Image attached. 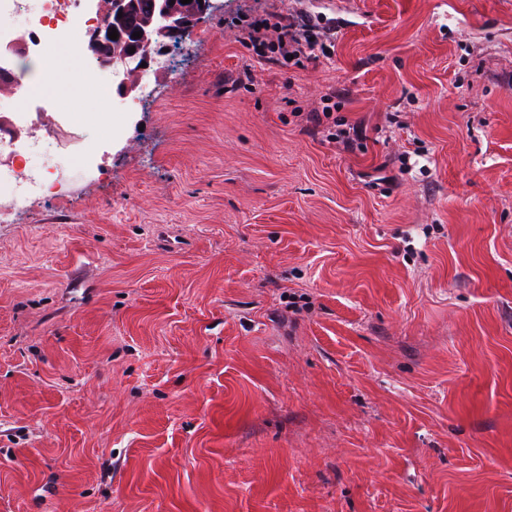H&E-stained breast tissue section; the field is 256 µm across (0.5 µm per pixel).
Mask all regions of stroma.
Listing matches in <instances>:
<instances>
[{"instance_id":"1","label":"stroma","mask_w":512,"mask_h":512,"mask_svg":"<svg viewBox=\"0 0 512 512\" xmlns=\"http://www.w3.org/2000/svg\"><path fill=\"white\" fill-rule=\"evenodd\" d=\"M217 4L148 97L55 92L0 512H512V0ZM280 13L333 54L258 57Z\"/></svg>"}]
</instances>
